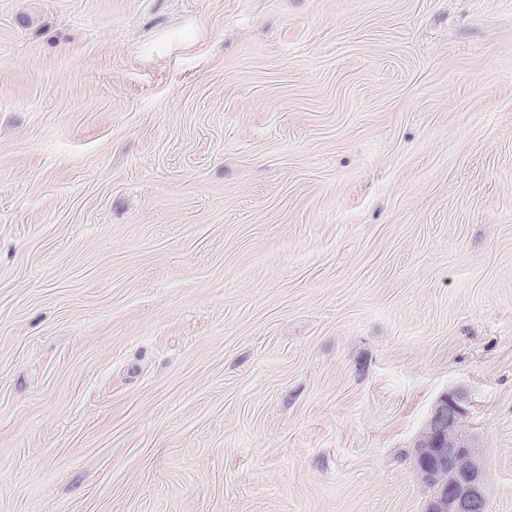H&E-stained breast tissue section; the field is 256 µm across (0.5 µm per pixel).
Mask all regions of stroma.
I'll use <instances>...</instances> for the list:
<instances>
[{"instance_id": "obj_1", "label": "stroma", "mask_w": 512, "mask_h": 512, "mask_svg": "<svg viewBox=\"0 0 512 512\" xmlns=\"http://www.w3.org/2000/svg\"><path fill=\"white\" fill-rule=\"evenodd\" d=\"M454 389L512 512V0H0V512H424Z\"/></svg>"}]
</instances>
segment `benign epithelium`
Returning <instances> with one entry per match:
<instances>
[{"label": "benign epithelium", "mask_w": 512, "mask_h": 512, "mask_svg": "<svg viewBox=\"0 0 512 512\" xmlns=\"http://www.w3.org/2000/svg\"><path fill=\"white\" fill-rule=\"evenodd\" d=\"M467 395L442 394L414 444L416 477L433 488L425 512H488L486 470L476 436L464 429Z\"/></svg>", "instance_id": "obj_1"}]
</instances>
